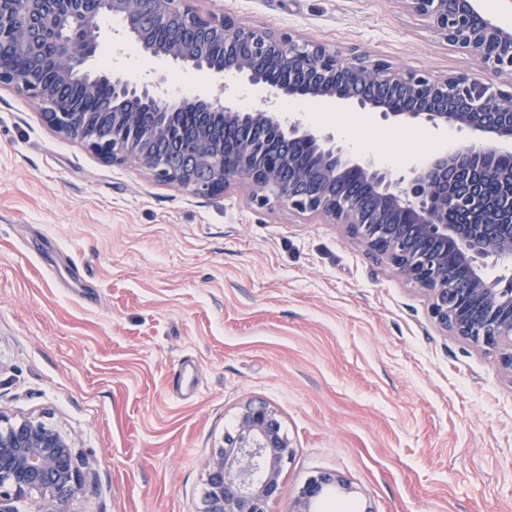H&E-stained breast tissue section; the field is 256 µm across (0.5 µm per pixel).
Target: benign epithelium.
I'll list each match as a JSON object with an SVG mask.
<instances>
[{"instance_id":"benign-epithelium-1","label":"benign epithelium","mask_w":512,"mask_h":512,"mask_svg":"<svg viewBox=\"0 0 512 512\" xmlns=\"http://www.w3.org/2000/svg\"><path fill=\"white\" fill-rule=\"evenodd\" d=\"M401 2L494 79L399 69L366 53L346 58L300 35L203 14L191 0H0V57L15 52L31 62L24 74L0 64V89L37 100L50 129L106 163H135L156 181L203 197L245 185L259 207L285 203L343 225L425 290L441 328L501 351L512 370V208L481 193V183L493 180L512 199V168L499 164L512 150L486 145L512 141V28L487 16L480 0ZM105 19L114 22V48L135 43L147 55L222 77L224 93L188 104L150 72L129 80L115 68H88ZM160 26L175 33L163 44L152 38ZM490 45L496 54L487 53ZM240 80L267 89L258 105H238L231 87ZM75 85L91 98L109 88L97 109L109 118L107 129L81 119V104L70 97ZM295 95L348 102L469 139L395 178L351 159L334 135L315 133L286 112L284 101ZM346 172L371 185L370 199L339 190ZM450 207L457 224L447 223ZM450 247L469 266V280L448 274ZM487 260L500 265L494 280L482 272ZM293 454L278 411L245 403L234 433L208 458L200 512H274ZM84 481L72 439L41 420L0 417V512H18L15 503L33 496L38 512H68ZM332 487L344 489L346 481L330 472L310 476L289 512H314Z\"/></svg>"}]
</instances>
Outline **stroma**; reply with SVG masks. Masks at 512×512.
Listing matches in <instances>:
<instances>
[{
    "instance_id": "35a3bbf8",
    "label": "stroma",
    "mask_w": 512,
    "mask_h": 512,
    "mask_svg": "<svg viewBox=\"0 0 512 512\" xmlns=\"http://www.w3.org/2000/svg\"><path fill=\"white\" fill-rule=\"evenodd\" d=\"M193 5L345 55L491 78L401 0ZM101 63L164 75L180 99L214 84L107 42ZM286 108L397 175L446 146L336 102ZM40 112L0 90V415L72 438L91 476L70 512H200L205 463L252 399L294 448L275 512L322 471L346 480L353 512H512V371L498 353L446 334L424 292L342 225L252 205L244 186L204 198L159 184Z\"/></svg>"
}]
</instances>
